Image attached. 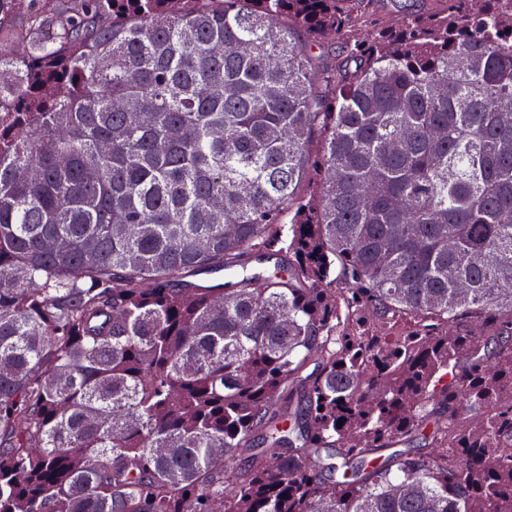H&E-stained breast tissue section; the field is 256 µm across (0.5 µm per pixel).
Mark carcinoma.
<instances>
[{
	"label": "carcinoma",
	"instance_id": "cac0c4a2",
	"mask_svg": "<svg viewBox=\"0 0 512 512\" xmlns=\"http://www.w3.org/2000/svg\"><path fill=\"white\" fill-rule=\"evenodd\" d=\"M346 2L0 0V512H512V0ZM437 0H374L369 9L382 23H391L404 13L425 14L438 7ZM314 53L320 56L323 66L329 69L336 67L343 57L340 40L333 36L323 39L320 46L314 49Z\"/></svg>",
	"mask_w": 512,
	"mask_h": 512
}]
</instances>
